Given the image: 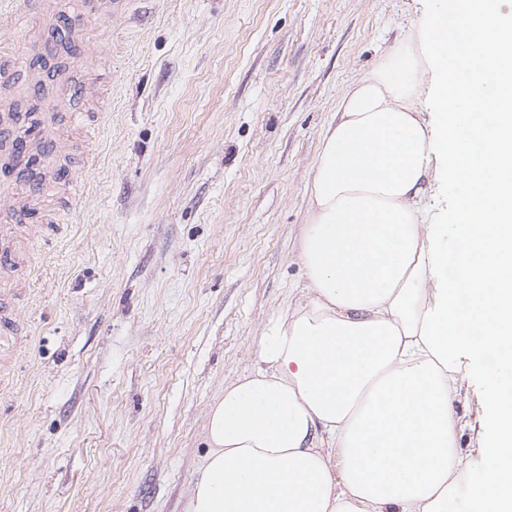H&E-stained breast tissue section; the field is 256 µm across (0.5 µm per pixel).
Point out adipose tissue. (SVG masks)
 <instances>
[{"label": "adipose tissue", "instance_id": "adipose-tissue-1", "mask_svg": "<svg viewBox=\"0 0 512 512\" xmlns=\"http://www.w3.org/2000/svg\"><path fill=\"white\" fill-rule=\"evenodd\" d=\"M423 40L433 120L399 51L343 95L300 239L305 295L211 405L185 512H512V381H485L484 468L463 497L453 409L462 358L512 367V19L436 0ZM434 172L466 188L448 226L424 221Z\"/></svg>", "mask_w": 512, "mask_h": 512}]
</instances>
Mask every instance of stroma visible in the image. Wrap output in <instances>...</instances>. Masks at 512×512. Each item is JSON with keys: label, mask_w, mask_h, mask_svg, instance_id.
<instances>
[{"label": "stroma", "mask_w": 512, "mask_h": 512, "mask_svg": "<svg viewBox=\"0 0 512 512\" xmlns=\"http://www.w3.org/2000/svg\"><path fill=\"white\" fill-rule=\"evenodd\" d=\"M434 0H136L113 48L88 29L60 53L73 86L45 111L94 167L58 157L76 191L39 194L18 315L29 330L0 397V512H184L225 385L255 369L268 318L300 295L310 183L341 95L400 49L418 101ZM461 184L430 178L431 224ZM454 408L470 475L483 467L485 377Z\"/></svg>", "instance_id": "obj_1"}]
</instances>
